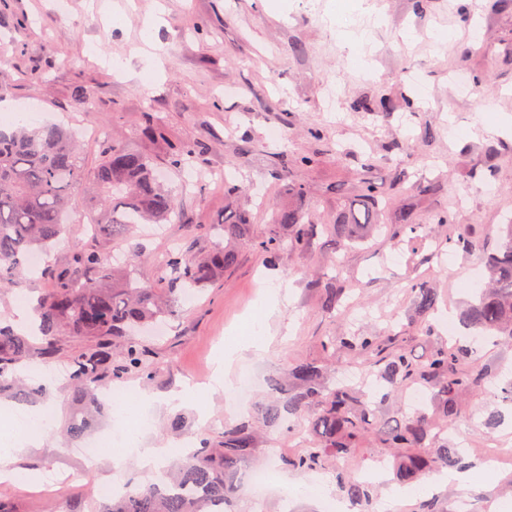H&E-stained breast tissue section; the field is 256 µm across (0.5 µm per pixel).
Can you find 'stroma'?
Wrapping results in <instances>:
<instances>
[{"mask_svg": "<svg viewBox=\"0 0 512 512\" xmlns=\"http://www.w3.org/2000/svg\"><path fill=\"white\" fill-rule=\"evenodd\" d=\"M101 2L0 0V98L33 122L76 130L84 171L97 166L106 140L157 159L176 198L177 223L142 224L126 240L99 243L106 253L132 256L142 286L165 285L156 255L209 249L215 238L207 230L222 223L225 210L245 215L251 229L221 281L178 300L164 329L144 334L156 373L128 369L113 380L93 434L117 430L113 394L144 388L162 397L208 377L225 338L247 335L264 281L275 276L288 299L268 321L267 353L245 362L255 384L244 403L230 410L215 396L205 418L193 398L179 408L147 410L150 425L139 439L176 448L182 432L216 439L225 427L254 419L261 436L251 462L272 467L276 479L260 502L238 489L236 512H322L323 501L340 496L335 466L315 474L321 499L278 496L279 487L301 479L282 460L308 447L315 406L291 416L288 430L264 420L263 411L285 400L296 360L324 367L327 389L339 386L343 372L364 369L345 349L324 350L328 338L395 334L419 357L451 345L442 330L425 326H435L441 313L460 316L473 282L487 276L484 256L497 247L500 225L512 221V130L496 128L500 116H512V0H346L336 24V0H111L124 13L117 24ZM340 25L371 29V70L354 65L358 46L337 35ZM439 30L450 33L440 47L433 39ZM456 125L474 132L454 134ZM186 144L202 174L188 188L168 163L172 149ZM365 178L380 189L382 230L338 248L330 226ZM236 184L240 192L230 193ZM292 184L304 187L301 204L314 215L316 232L306 249H282L271 268L254 243L272 233L288 238V228L271 225L269 215L287 203ZM95 211L86 192L74 194L55 256L88 241L85 223ZM442 213L451 223H437ZM444 252L451 263L441 262ZM328 287L345 292L347 308L323 312ZM419 287L437 291V315L419 314ZM81 345L71 338L61 355L22 368L58 373L46 402L51 424L19 453L24 467L50 474L89 466L63 432L76 409L70 358ZM463 405L467 413L449 422L447 437L463 448L473 478L467 488L435 492L437 512H458L463 499L473 512H512V463L487 480L478 457L489 435L512 437V403L479 387ZM492 414L498 423L491 428ZM91 466L84 484L56 498L0 483V507L97 512L96 485L117 474L130 486L153 479L132 456Z\"/></svg>", "mask_w": 512, "mask_h": 512, "instance_id": "obj_1", "label": "stroma"}]
</instances>
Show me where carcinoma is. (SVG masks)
<instances>
[{
  "label": "carcinoma",
  "mask_w": 512,
  "mask_h": 512,
  "mask_svg": "<svg viewBox=\"0 0 512 512\" xmlns=\"http://www.w3.org/2000/svg\"><path fill=\"white\" fill-rule=\"evenodd\" d=\"M78 188L92 191L102 222L94 225L93 237L117 239L135 225L166 224L176 217L174 197L158 181L150 156L115 144L107 145L91 177L81 167L73 133L55 124L20 125L0 130V292L16 286V274L32 251L48 252L65 232L63 218L71 194ZM358 207L335 224L336 239L352 243L355 233L376 225L379 205L377 188L361 182ZM270 223L293 231L288 248L300 250L311 240L313 220L301 206L288 204L272 211ZM224 245L190 258L168 252L162 266L173 272L169 287L147 288L127 272L111 264L95 244L73 247L60 262H45L44 273L51 287L38 298L34 311L39 324L37 338L16 332L0 317V394L31 405L45 397V384L25 386L17 366L34 358H51L69 336L86 339L85 348L73 357L71 372L80 415L67 430L72 440L87 431L92 410L98 408L102 383L112 377L116 353L123 369L151 375L154 363L134 341L137 332L173 312L181 295L214 284L238 259L235 242L248 236L249 223L230 213L221 225ZM498 247L486 256L489 282L474 295L463 314V324L477 336H500L512 342V224L501 227ZM418 311L437 309V293L415 288ZM343 292L328 288L322 302L327 313L342 305ZM397 336H338L323 347L339 345L356 357L366 358L373 374L388 383L398 396L412 387H434L442 412L453 418L463 411L458 396L481 387L489 378L461 349L433 347L417 358L398 344ZM322 368L307 362L296 364L289 377L298 391L283 408H268L266 417L278 420L282 412L292 415L307 405H316V440L302 453L288 458L295 470L321 469L333 458L355 457L360 441L373 435L381 447L396 453V479L414 482L430 468L441 470L462 465L463 455L450 443L439 440L436 424L417 412L395 424L379 427L368 397L349 387L323 393ZM257 429L244 420L224 428L221 440H199V448L172 462L164 483L133 487L119 497L105 499L100 512H235L238 467L253 456ZM336 484L346 497L363 505L370 501L371 486L356 480L347 470L336 473Z\"/></svg>",
  "instance_id": "carcinoma-1"
}]
</instances>
